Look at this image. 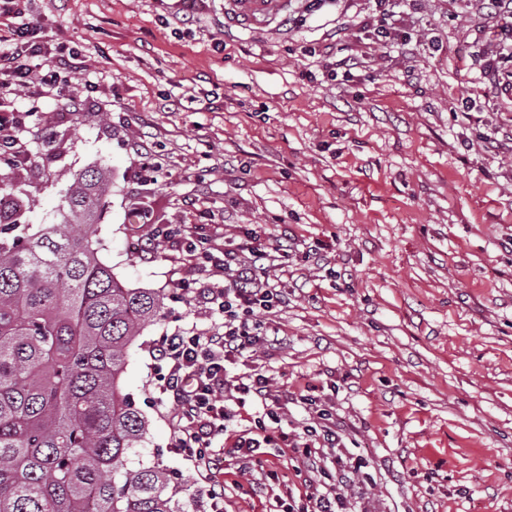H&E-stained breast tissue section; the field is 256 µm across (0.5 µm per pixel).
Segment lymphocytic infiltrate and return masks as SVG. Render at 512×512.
I'll list each match as a JSON object with an SVG mask.
<instances>
[{
    "label": "lymphocytic infiltrate",
    "instance_id": "lymphocytic-infiltrate-1",
    "mask_svg": "<svg viewBox=\"0 0 512 512\" xmlns=\"http://www.w3.org/2000/svg\"><path fill=\"white\" fill-rule=\"evenodd\" d=\"M32 57L43 58L47 66L43 83L54 86L58 71L66 66L64 56L54 53L47 43L29 40L20 50L0 48V92L27 84L32 72L28 60ZM25 125L20 115L0 116V149L16 165L33 158ZM179 234L188 253L214 267L222 279L180 281L179 288L189 305L205 309L210 323L204 328L194 325L162 336L158 342L163 372L157 390L161 401L170 405L171 448L191 461L207 480L205 494L212 512H224V484L216 475L225 455L236 458L237 470L243 474L260 465V451L269 447L299 451L309 475L304 495L289 497L283 512H347L352 477L345 472L330 480L324 468L339 442L332 413L316 408L313 423L303 426L300 434H291L282 427L278 400L268 376L256 369L235 376L226 372L227 365L252 359L258 350L273 346L277 339L275 331L261 320L284 299L281 289L261 276L269 252L252 238L222 250H202L191 231L180 233L174 227L158 225L152 232L154 241L160 244ZM248 406L258 409L251 426L237 435L230 449H223L220 441L227 421Z\"/></svg>",
    "mask_w": 512,
    "mask_h": 512
}]
</instances>
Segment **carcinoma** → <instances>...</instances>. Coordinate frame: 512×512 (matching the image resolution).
I'll return each instance as SVG.
<instances>
[{
	"instance_id": "carcinoma-1",
	"label": "carcinoma",
	"mask_w": 512,
	"mask_h": 512,
	"mask_svg": "<svg viewBox=\"0 0 512 512\" xmlns=\"http://www.w3.org/2000/svg\"><path fill=\"white\" fill-rule=\"evenodd\" d=\"M110 185L80 172L60 222L18 236L0 198V512H184L160 467L128 468L147 422L118 382L129 345L164 315L128 288L88 233Z\"/></svg>"
}]
</instances>
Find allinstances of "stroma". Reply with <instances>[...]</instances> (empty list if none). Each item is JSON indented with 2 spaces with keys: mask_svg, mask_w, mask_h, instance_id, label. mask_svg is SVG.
Masks as SVG:
<instances>
[{
  "mask_svg": "<svg viewBox=\"0 0 512 512\" xmlns=\"http://www.w3.org/2000/svg\"><path fill=\"white\" fill-rule=\"evenodd\" d=\"M294 14L257 31L225 26L224 0H31L0 17V42L28 28L75 50L67 76L83 91L77 112L38 81L0 97V113L29 112L37 152L0 166V197L25 201L33 233L57 223L73 175L106 171L87 229L98 257L164 298L120 379L149 422L129 466L166 468L190 512L208 504L169 446L148 347L207 318L172 283L198 277L194 260L152 248L155 223L283 249L264 271L285 291L269 317L278 346L250 366L289 427L312 416L302 394L331 410L343 465L367 462L353 512H512V93L478 67L496 22L475 0H297ZM347 55L357 68L331 76L326 59ZM132 138L160 163L156 182ZM136 207L151 225L129 223ZM263 477L225 469L224 512H268L248 490Z\"/></svg>",
  "mask_w": 512,
  "mask_h": 512,
  "instance_id": "35a3bbf8",
  "label": "stroma"
}]
</instances>
